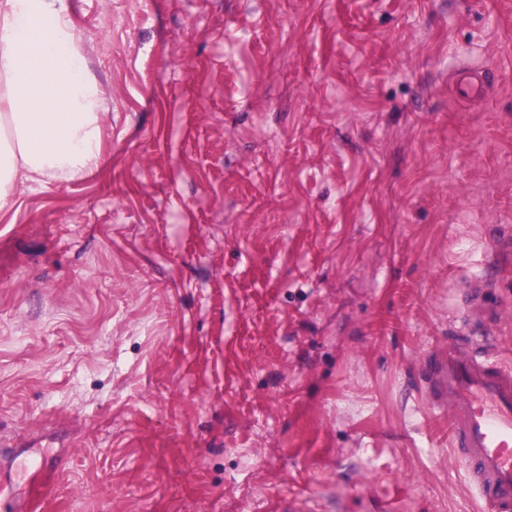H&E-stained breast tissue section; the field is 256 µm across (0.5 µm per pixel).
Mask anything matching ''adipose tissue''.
<instances>
[{
    "instance_id": "adipose-tissue-1",
    "label": "adipose tissue",
    "mask_w": 512,
    "mask_h": 512,
    "mask_svg": "<svg viewBox=\"0 0 512 512\" xmlns=\"http://www.w3.org/2000/svg\"><path fill=\"white\" fill-rule=\"evenodd\" d=\"M104 110L64 0H0V210L97 169Z\"/></svg>"
}]
</instances>
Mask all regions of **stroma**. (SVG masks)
Masks as SVG:
<instances>
[{
  "label": "stroma",
  "mask_w": 512,
  "mask_h": 512,
  "mask_svg": "<svg viewBox=\"0 0 512 512\" xmlns=\"http://www.w3.org/2000/svg\"><path fill=\"white\" fill-rule=\"evenodd\" d=\"M66 5L103 164L0 210V512H478L424 371L512 366V0Z\"/></svg>",
  "instance_id": "35a3bbf8"
}]
</instances>
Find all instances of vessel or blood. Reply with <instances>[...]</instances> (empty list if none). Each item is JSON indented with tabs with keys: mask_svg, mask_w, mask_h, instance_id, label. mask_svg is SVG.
Listing matches in <instances>:
<instances>
[{
	"mask_svg": "<svg viewBox=\"0 0 512 512\" xmlns=\"http://www.w3.org/2000/svg\"><path fill=\"white\" fill-rule=\"evenodd\" d=\"M430 385L448 408L450 444L466 459L480 512H512V369L452 347L434 358Z\"/></svg>",
	"mask_w": 512,
	"mask_h": 512,
	"instance_id": "1",
	"label": "vessel or blood"
}]
</instances>
